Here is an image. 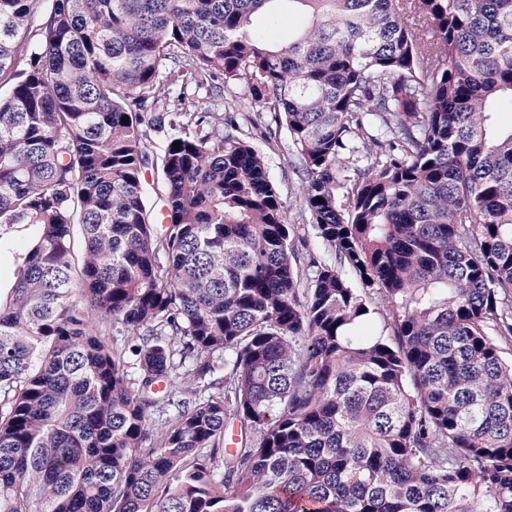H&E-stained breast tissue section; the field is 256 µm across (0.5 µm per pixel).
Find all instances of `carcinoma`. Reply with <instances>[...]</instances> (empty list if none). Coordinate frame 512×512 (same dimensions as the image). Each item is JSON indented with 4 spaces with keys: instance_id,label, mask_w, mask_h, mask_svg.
<instances>
[{
    "instance_id": "cac0c4a2",
    "label": "carcinoma",
    "mask_w": 512,
    "mask_h": 512,
    "mask_svg": "<svg viewBox=\"0 0 512 512\" xmlns=\"http://www.w3.org/2000/svg\"><path fill=\"white\" fill-rule=\"evenodd\" d=\"M2 87L0 512H512V0H0ZM237 92L239 93L237 94L239 99L234 112L238 114L235 115H237L238 121L243 124L244 129L251 133L250 140L266 154L270 174L278 185L282 198L287 203L289 223L298 225L300 233L310 237L311 224L308 222V214H304L300 201V180L293 174L290 167L293 152L286 131L278 129L275 123L271 121V116L261 106L254 104L239 89ZM251 118H257L258 125H252L251 127L247 122ZM268 128L272 131L273 141H277L276 143L272 142V145H269L266 141V136H269ZM269 146H271V149Z\"/></svg>"
}]
</instances>
